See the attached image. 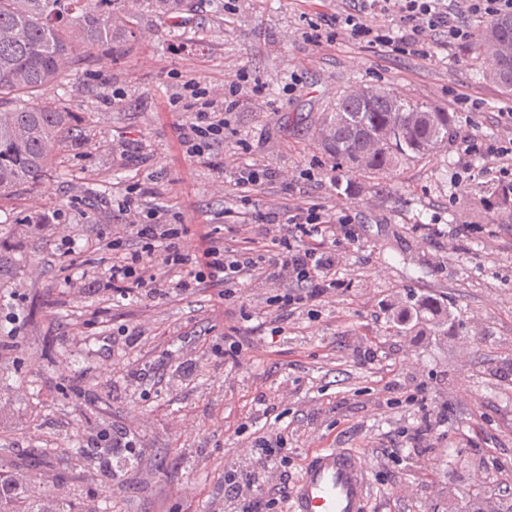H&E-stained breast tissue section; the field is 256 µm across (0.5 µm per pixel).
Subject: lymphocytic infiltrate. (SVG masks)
I'll list each match as a JSON object with an SVG mask.
<instances>
[{
	"label": "lymphocytic infiltrate",
	"instance_id": "1",
	"mask_svg": "<svg viewBox=\"0 0 512 512\" xmlns=\"http://www.w3.org/2000/svg\"><path fill=\"white\" fill-rule=\"evenodd\" d=\"M344 19L353 38L368 44L392 45L418 55L428 53L436 36H445L451 49H464L473 35V22L512 15V0H462L454 10L450 0H351ZM395 13L398 35L372 27L375 14ZM198 106L193 120L182 127L180 145L200 163L212 161L216 146L224 142V110L197 84H187ZM464 152L496 164L502 180L512 182V138L464 139ZM149 189L133 188L117 203L125 224L112 227V263L100 277L68 279L75 293L112 291L120 298L156 300L205 288H219L226 303L236 302L245 282L271 288V295H255L252 308L262 315L271 335H282L299 309L320 306L343 289L338 272L336 244L357 241L359 233L347 216L316 207H296L281 220L278 207H270L260 223L240 225L236 237L219 239L199 231L197 242L187 239L184 224L169 222L168 211L152 203ZM88 444L105 445L111 458L137 463L140 443L121 426L90 431ZM255 467L231 471L225 501L241 512H271L283 502L284 492L273 478L288 462V440L282 434L255 437Z\"/></svg>",
	"mask_w": 512,
	"mask_h": 512
}]
</instances>
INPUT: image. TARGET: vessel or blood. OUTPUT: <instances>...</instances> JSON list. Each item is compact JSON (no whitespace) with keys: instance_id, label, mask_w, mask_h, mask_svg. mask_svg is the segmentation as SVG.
Returning <instances> with one entry per match:
<instances>
[{"instance_id":"obj_1","label":"vessel or blood","mask_w":512,"mask_h":512,"mask_svg":"<svg viewBox=\"0 0 512 512\" xmlns=\"http://www.w3.org/2000/svg\"><path fill=\"white\" fill-rule=\"evenodd\" d=\"M366 493L360 457L342 448H323L290 491L288 512H365Z\"/></svg>"}]
</instances>
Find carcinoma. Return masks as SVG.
<instances>
[{
  "instance_id": "1",
  "label": "carcinoma",
  "mask_w": 512,
  "mask_h": 512,
  "mask_svg": "<svg viewBox=\"0 0 512 512\" xmlns=\"http://www.w3.org/2000/svg\"><path fill=\"white\" fill-rule=\"evenodd\" d=\"M175 25L193 10L194 0H133ZM126 0H0V200L41 186L52 170L63 138L81 121L65 102L42 99L43 92L79 71L97 54L120 55L134 37L114 23ZM512 32V17L489 23L483 52L495 54V41ZM454 117L437 107L411 103L384 87L360 99L343 95L322 121V141L339 172L390 175L448 143ZM488 206L512 214V183L475 187ZM438 305L420 299L408 307V322L392 320L397 336H421L443 328ZM61 512L58 489L38 478L0 488V512Z\"/></svg>"
}]
</instances>
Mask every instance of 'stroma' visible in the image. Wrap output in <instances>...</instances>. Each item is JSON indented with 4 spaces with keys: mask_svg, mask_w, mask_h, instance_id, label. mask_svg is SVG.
Segmentation results:
<instances>
[{
    "mask_svg": "<svg viewBox=\"0 0 512 512\" xmlns=\"http://www.w3.org/2000/svg\"><path fill=\"white\" fill-rule=\"evenodd\" d=\"M349 0H196L182 27L136 12L135 38L122 56H103L91 70L44 91L66 101L85 120L58 150L52 175L39 187L0 202V336L20 340L9 369L23 387L0 419V475L42 459V476L60 485L66 512L88 505L112 512H222L224 476L250 467L249 448L235 434L244 422L272 432L294 430L282 487H292L321 448H347L368 470L367 512H464L470 496L512 498V216L490 212L476 183H458L470 159L465 135L504 137L499 113L512 106L488 74L493 62L479 42L463 51L431 49L429 56L369 46L337 30L316 46L305 33L324 15L345 18ZM259 79L261 98L240 95L217 150L223 172L196 164L179 144L191 113L172 101L186 81L227 92L240 71ZM362 86L386 87L401 98L428 102L454 116L446 145L390 177L348 172L326 179L332 158L321 141L322 120L337 97ZM469 96V105L459 104ZM137 139L141 163L122 161L121 143ZM258 160L271 183L240 193L233 173ZM316 172L302 179L303 170ZM168 201L170 222L206 225L231 237L272 205L308 204L342 212L359 228L353 244H338L345 291L315 317L300 314L286 335L269 337L252 317V288L225 304L218 289L156 301L88 294L61 306L68 259L51 260L64 240L83 251L86 271L110 261L106 242L90 225L111 233V208H90L81 197L119 200L133 186ZM50 217L39 235L24 233L26 218ZM468 224L461 249L447 251L426 238ZM428 298L448 310L444 336H397L385 304ZM245 345L237 365L214 356L229 327ZM145 328L135 349L113 356L112 340ZM382 341L395 352L389 373L359 364L356 346ZM194 359L190 378L168 374L159 385L131 389L114 382L113 366L162 351ZM424 383L433 401H447L445 437L416 473L407 449L380 465L372 449L397 428L415 424L399 404L378 410L370 401L386 382ZM295 389L262 415L258 398L280 383ZM132 426L144 440L139 464L119 480L75 459L94 427ZM496 457L498 468L486 460Z\"/></svg>",
    "mask_w": 512,
    "mask_h": 512,
    "instance_id": "1",
    "label": "stroma"
}]
</instances>
